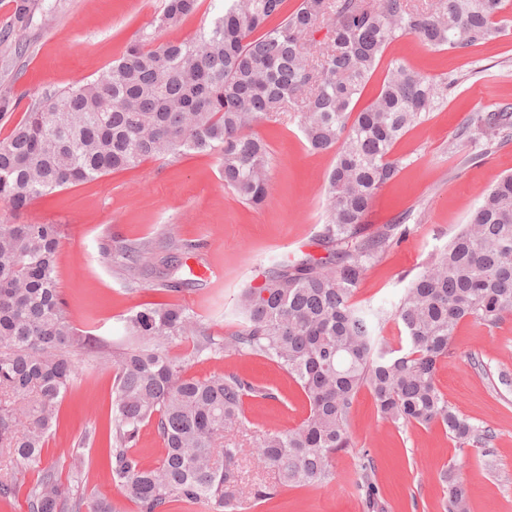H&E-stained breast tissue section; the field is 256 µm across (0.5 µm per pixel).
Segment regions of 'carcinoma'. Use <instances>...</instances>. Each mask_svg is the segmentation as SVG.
<instances>
[{"label": "carcinoma", "mask_w": 512, "mask_h": 512, "mask_svg": "<svg viewBox=\"0 0 512 512\" xmlns=\"http://www.w3.org/2000/svg\"><path fill=\"white\" fill-rule=\"evenodd\" d=\"M207 29L155 44L201 0H165L154 32L129 44L93 81L50 94L32 105L0 140V202L10 210L56 189L95 180L147 159L196 152L217 157L224 187L254 207L269 194L268 145L251 133L263 119L295 110L310 150H336L327 178L328 217L319 240L328 256L274 264L261 284L239 292L237 329L215 339L196 313L180 303L144 306L122 318L133 340L115 356L110 421L113 483L139 512H172L205 501L217 512L234 508L241 449L217 447L240 423L247 397L273 394L239 374L200 379L186 375L187 359L171 355L173 340L195 338L190 357L260 356L302 390L306 418L296 427L263 434L259 456L283 486L327 487L332 459L352 447L348 416L362 388L394 425L439 423L461 443L480 442L479 428L448 404L435 383L439 361L460 322L492 326L512 316V175L484 195L468 223L405 288L392 312L405 338L393 345L376 332L353 297L367 271L407 230L389 224L365 232L376 191L395 180L402 161L392 150L415 124L439 109L448 77H429L402 64L387 69L375 99L354 111L387 47L413 35L439 51L461 52L512 27L509 0H210ZM329 36L313 55L307 36L320 25ZM474 124L512 130L503 106ZM56 224L0 220V499L10 498L27 470L38 472L29 512H76L69 487L42 467L46 438L78 366L74 346L96 347L75 328L58 288ZM125 287H141L146 272L178 284L168 258L149 241L101 244ZM152 423L163 444L159 466L147 468L134 451ZM445 512H469L466 485L447 476ZM367 512H385L375 468L363 460L356 481ZM87 512H118L102 498Z\"/></svg>", "instance_id": "obj_1"}]
</instances>
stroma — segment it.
I'll use <instances>...</instances> for the list:
<instances>
[{"label":"stroma","mask_w":512,"mask_h":512,"mask_svg":"<svg viewBox=\"0 0 512 512\" xmlns=\"http://www.w3.org/2000/svg\"><path fill=\"white\" fill-rule=\"evenodd\" d=\"M16 0H0V91L12 107L0 116V140L8 137L41 96L92 80L111 67L126 47L152 32L164 0H31L27 23H17ZM385 63L399 61L428 76H448V101L426 115L395 145L403 168L374 195L367 231L400 224L407 233L368 270L354 300L392 310L410 280L436 256L486 190L512 173V139L490 144L471 117L512 104V35L451 55L406 35L386 50ZM269 146L270 198L256 209L225 189L216 157L189 153L149 159L96 180L33 199L19 212L0 203V218L17 224H55L60 230L58 284L73 325L112 350L125 344L121 320L143 305L181 301L214 337L236 329L235 301L242 288L260 284L281 260L324 256L318 235L327 219L326 179L334 151L308 150L298 115L281 112L254 126ZM190 244L177 255L181 292L158 287L154 275L128 292L120 274L100 257L106 239L167 237ZM192 340L173 342L196 378L237 373L272 388L274 398L245 401L243 423L227 437L243 448L242 498L237 512H364L355 490L363 458L373 460L386 512H444V472L467 486L470 512H512V316L490 327L463 321L436 372V384L461 415L488 437L458 447L441 425L396 426L384 421L368 390L351 406L353 445L337 452L336 484L329 488L285 487L261 462L263 432L296 427L306 417L300 387L259 356L192 357ZM70 354L79 372L59 406V422L46 439L42 463L58 472L74 498L103 497L122 512H137L106 469L107 419L114 367L89 348ZM93 444H84L88 431ZM85 469L71 470L73 453ZM265 498H255L257 489Z\"/></svg>","instance_id":"obj_1"}]
</instances>
